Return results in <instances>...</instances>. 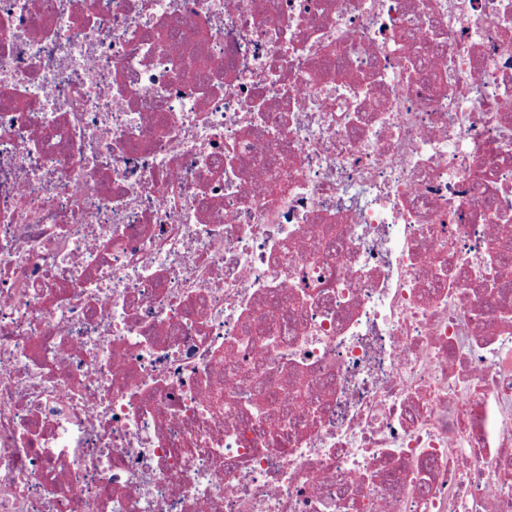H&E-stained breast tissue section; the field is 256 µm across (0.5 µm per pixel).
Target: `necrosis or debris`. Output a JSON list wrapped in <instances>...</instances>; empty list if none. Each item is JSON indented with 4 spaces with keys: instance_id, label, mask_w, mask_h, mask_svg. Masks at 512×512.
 I'll list each match as a JSON object with an SVG mask.
<instances>
[{
    "instance_id": "necrosis-or-debris-1",
    "label": "necrosis or debris",
    "mask_w": 512,
    "mask_h": 512,
    "mask_svg": "<svg viewBox=\"0 0 512 512\" xmlns=\"http://www.w3.org/2000/svg\"><path fill=\"white\" fill-rule=\"evenodd\" d=\"M510 24L0 0V512H512ZM493 262L491 266L498 269V281L497 288H499V294L503 298H507L512 293V278L509 277V267H512V257H509L507 251L501 253L490 252Z\"/></svg>"
}]
</instances>
